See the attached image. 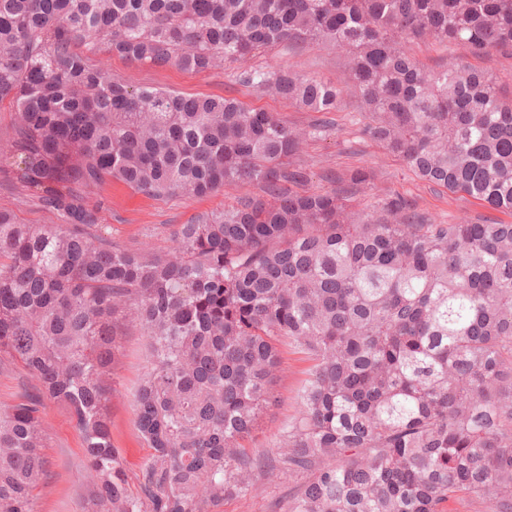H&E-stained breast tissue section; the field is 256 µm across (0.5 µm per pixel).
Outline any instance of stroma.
Here are the masks:
<instances>
[{"mask_svg":"<svg viewBox=\"0 0 512 512\" xmlns=\"http://www.w3.org/2000/svg\"><path fill=\"white\" fill-rule=\"evenodd\" d=\"M412 54L430 69H438L456 60L470 63L487 73L507 93L512 92V55L490 53L473 55L461 43L439 44L429 39L413 41ZM259 65H280L304 74L315 75L341 89L340 106L330 113L333 127L324 136L309 140L296 163L307 175L304 190L334 188L336 179L356 169H365L370 178L358 188L348 191L354 209L360 210L377 200L399 196L407 200L426 222L453 224L467 218L475 224L512 220V215L484 206L463 193L420 180L407 171L403 162L385 150L365 133L369 122L359 108V98L346 79L343 59L324 45L288 47L280 43L258 57ZM108 67L115 79H131L136 83L176 90L185 95L234 97L250 106L274 113L286 124L306 127L320 120L317 112L299 109L287 101L257 88L240 86L233 69L220 68L208 73L189 75L172 67L136 65L112 58ZM253 183L203 198L176 196L149 199L135 194L124 185L109 183L97 194L106 201L100 221L108 228L113 241L129 247H149L165 252L170 236L179 225L199 217L222 211L238 198L259 193ZM0 210L13 212L23 224H55L57 214L23 201L14 184L0 178ZM282 364L273 384L275 400L264 412L258 430L245 438L243 446L257 462L274 459L278 453L280 433L297 417L299 395L309 378L310 361L295 345L282 342ZM148 367L147 338L139 327H132L122 338L120 362L114 372L112 395V443L117 448L122 470L131 490H138L137 477L145 466L148 450L135 426L134 393ZM47 434L50 478L38 493L36 512H83L88 490L78 474L86 466L79 431L68 412L59 404L45 401L42 410ZM301 474H278L271 477L258 471L252 489L243 496L224 499L218 506L205 507L204 512H288L289 506L304 483Z\"/></svg>","mask_w":512,"mask_h":512,"instance_id":"obj_1","label":"stroma"}]
</instances>
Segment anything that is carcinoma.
Here are the masks:
<instances>
[{"mask_svg":"<svg viewBox=\"0 0 512 512\" xmlns=\"http://www.w3.org/2000/svg\"><path fill=\"white\" fill-rule=\"evenodd\" d=\"M512 51V0H0V154L59 224L0 210V364L37 381L0 407V512H35L50 461L44 401L75 421L87 512H202L248 493L240 440L258 426L289 339L312 362L278 471L307 473L289 512H447L460 495L512 512V224H423L387 198L348 209L298 192L293 129L235 98L112 78L100 53L236 81L312 112L339 88L247 60L331 43L371 117L365 132L419 179L512 212V97L460 62L427 70L409 39ZM153 199L242 183L261 193L122 246L91 190ZM148 337L135 393L149 457L133 493L112 447V371L130 322Z\"/></svg>","mask_w":512,"mask_h":512,"instance_id":"1","label":"carcinoma"}]
</instances>
